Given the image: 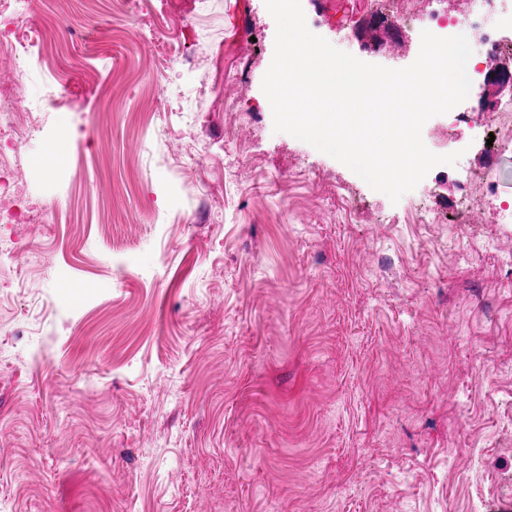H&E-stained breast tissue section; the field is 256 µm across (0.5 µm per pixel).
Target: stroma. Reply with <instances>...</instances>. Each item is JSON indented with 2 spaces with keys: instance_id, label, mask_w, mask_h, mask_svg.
Returning <instances> with one entry per match:
<instances>
[{
  "instance_id": "1",
  "label": "stroma",
  "mask_w": 512,
  "mask_h": 512,
  "mask_svg": "<svg viewBox=\"0 0 512 512\" xmlns=\"http://www.w3.org/2000/svg\"><path fill=\"white\" fill-rule=\"evenodd\" d=\"M334 2L310 31L379 63ZM28 22L0 86L67 103L19 146L47 223L0 224V512H512V148L434 116L459 159L394 202L275 132L264 0Z\"/></svg>"
}]
</instances>
